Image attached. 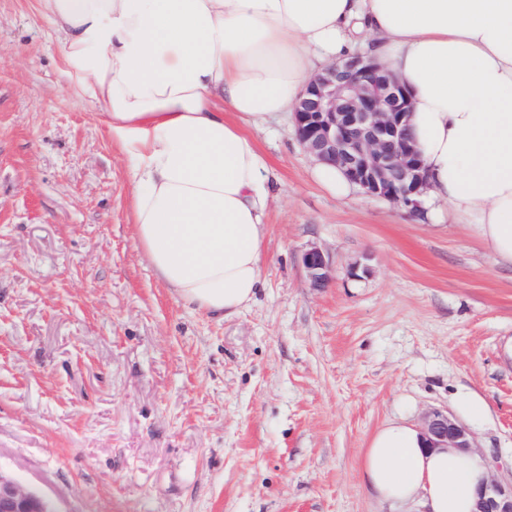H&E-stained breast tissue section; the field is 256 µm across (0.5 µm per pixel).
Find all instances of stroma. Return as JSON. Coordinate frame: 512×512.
<instances>
[{"label": "stroma", "instance_id": "1", "mask_svg": "<svg viewBox=\"0 0 512 512\" xmlns=\"http://www.w3.org/2000/svg\"><path fill=\"white\" fill-rule=\"evenodd\" d=\"M63 69L35 0H0L1 471L59 512H389L363 453L438 409L512 481V267L468 225L330 194L282 113L251 132L265 286L196 310L138 248L127 162ZM302 262L314 287L320 288L328 283L330 279L329 260L321 249L313 247L307 250L303 254Z\"/></svg>", "mask_w": 512, "mask_h": 512}]
</instances>
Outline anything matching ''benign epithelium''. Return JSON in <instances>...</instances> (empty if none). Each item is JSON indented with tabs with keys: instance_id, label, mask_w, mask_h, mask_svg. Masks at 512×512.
I'll list each match as a JSON object with an SVG mask.
<instances>
[{
	"instance_id": "1",
	"label": "benign epithelium",
	"mask_w": 512,
	"mask_h": 512,
	"mask_svg": "<svg viewBox=\"0 0 512 512\" xmlns=\"http://www.w3.org/2000/svg\"><path fill=\"white\" fill-rule=\"evenodd\" d=\"M409 112V95L396 78L383 65L356 56L327 66L312 79L292 122L298 141L315 161L340 168L366 195L415 210L426 189V174L410 136ZM302 262L314 287L328 283L329 260L321 249L307 250ZM424 430L434 448L477 451L468 429L446 412L431 411ZM487 466L476 512H512V485L495 475L503 469L500 458L491 456ZM0 512L58 510L51 500L0 472Z\"/></svg>"
}]
</instances>
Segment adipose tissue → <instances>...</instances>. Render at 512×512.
Here are the masks:
<instances>
[{
  "label": "adipose tissue",
  "instance_id": "adipose-tissue-1",
  "mask_svg": "<svg viewBox=\"0 0 512 512\" xmlns=\"http://www.w3.org/2000/svg\"><path fill=\"white\" fill-rule=\"evenodd\" d=\"M66 76L128 161L135 240L188 305L231 315L263 285L269 164L249 130L355 53L410 95L427 210L512 265V0H36ZM361 467L393 507L473 512L482 458L400 420Z\"/></svg>",
  "mask_w": 512,
  "mask_h": 512
}]
</instances>
